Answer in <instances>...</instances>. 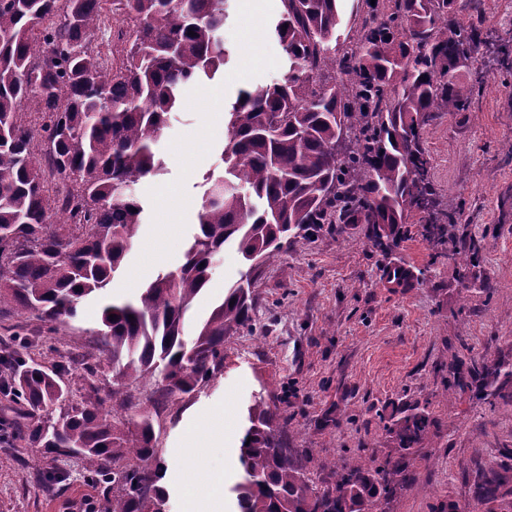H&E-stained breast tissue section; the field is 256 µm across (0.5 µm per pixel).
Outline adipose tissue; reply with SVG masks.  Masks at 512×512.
<instances>
[{
  "instance_id": "ef3b65f1",
  "label": "adipose tissue",
  "mask_w": 512,
  "mask_h": 512,
  "mask_svg": "<svg viewBox=\"0 0 512 512\" xmlns=\"http://www.w3.org/2000/svg\"><path fill=\"white\" fill-rule=\"evenodd\" d=\"M232 417L228 407L201 414L174 453L170 476L187 490L186 512H227L224 485L239 465V437L229 426ZM213 446L224 451L222 465L199 467L204 449Z\"/></svg>"
}]
</instances>
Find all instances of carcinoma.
Listing matches in <instances>:
<instances>
[{
    "instance_id": "obj_1",
    "label": "carcinoma",
    "mask_w": 512,
    "mask_h": 512,
    "mask_svg": "<svg viewBox=\"0 0 512 512\" xmlns=\"http://www.w3.org/2000/svg\"><path fill=\"white\" fill-rule=\"evenodd\" d=\"M107 2L0 0V308L54 331L84 299L112 288L143 224L130 187L163 172L153 146L184 89L231 56L220 37L224 0H122L133 26L106 65L92 37ZM281 2L273 35L288 74L230 104L224 174L206 177L185 262L137 300L102 309L98 341L112 390L75 401L57 371L30 357L0 359L4 391L33 416L21 436L46 454L82 450L108 512H165L169 500L152 415L119 417L132 405L125 382L155 379L172 398L220 371L224 344L253 328L251 274L260 262L315 224L392 234L426 213L431 239L442 234L439 217L459 220L457 204L442 209L435 197L423 136L434 113L470 111L482 85L456 72L482 45L474 20L484 0H376L350 47L338 35L337 0ZM228 243L248 270L187 341L185 315ZM458 367L448 363L454 385L487 403L512 385V362L473 360L465 377ZM248 423L244 478L231 488L240 512H385L403 487L402 457L423 445L429 427L425 411H403L385 424L398 456L371 466L361 454L329 462L335 480L319 487L283 440L276 406L255 401ZM476 489L478 504L512 512V467L480 470Z\"/></svg>"
}]
</instances>
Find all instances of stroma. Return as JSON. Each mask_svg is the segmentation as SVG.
Instances as JSON below:
<instances>
[{
    "instance_id": "1",
    "label": "stroma",
    "mask_w": 512,
    "mask_h": 512,
    "mask_svg": "<svg viewBox=\"0 0 512 512\" xmlns=\"http://www.w3.org/2000/svg\"><path fill=\"white\" fill-rule=\"evenodd\" d=\"M266 2L263 27L255 30L241 0H228L220 35L235 54L213 79L190 85L171 113L154 147L165 170L135 187L145 217L120 279L139 271L142 245L156 238L176 200L187 205L177 242L152 271L184 263L204 178L224 170L227 130H208L212 113L234 102L240 87L277 82L287 73L282 49L266 31L280 16L281 0ZM480 27L488 44L460 70L466 81L478 72L484 77L471 111L437 113L424 136L436 193L458 203L460 222L449 225L439 245L428 242L417 224L380 243L365 224H320L274 254L254 275L261 331L231 336L220 372L193 394L163 403L155 400V380L127 382L133 405L122 416L153 414L162 461L171 462L196 415L220 407L230 393L231 426L240 434L256 397L276 403L289 422L291 447L309 449L306 469L321 486L334 479L327 462L353 457L361 448L383 458L395 446L385 424L406 407L426 409L429 439L403 458L404 487L387 512H448L452 506L465 512L475 503L477 472L512 465V389L492 407L471 390L448 387L453 357L512 360V74L497 62L498 46L512 44V0H485ZM473 245L481 261L469 271L477 287L467 291L452 255ZM394 266L410 272L404 287L384 285ZM246 270L235 246L225 245L186 316V338H194ZM101 305L86 301L62 336L17 309H2L0 355L15 351V337H29L32 357L67 367L73 398L94 387L107 391L112 368L98 362L95 336ZM89 365L95 377H87ZM14 419L13 402L1 392L0 512H107L101 491L85 477L83 458L38 454L17 435ZM48 472L59 474L60 483L46 484L42 476Z\"/></svg>"
}]
</instances>
